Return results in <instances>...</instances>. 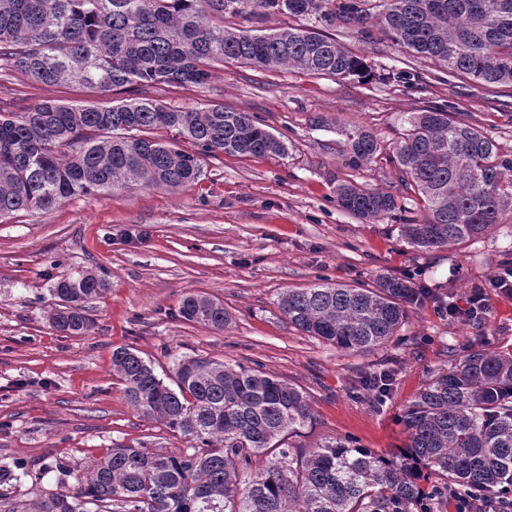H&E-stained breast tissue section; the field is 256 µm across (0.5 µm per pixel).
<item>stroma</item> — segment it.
Returning a JSON list of instances; mask_svg holds the SVG:
<instances>
[{
	"label": "stroma",
	"mask_w": 512,
	"mask_h": 512,
	"mask_svg": "<svg viewBox=\"0 0 512 512\" xmlns=\"http://www.w3.org/2000/svg\"><path fill=\"white\" fill-rule=\"evenodd\" d=\"M337 38L365 59L375 76L389 68L420 74L411 89L356 78L264 71L228 64L202 86L154 84L142 96L183 110L208 103L254 113L287 145L282 155L222 154L207 159L191 186L93 193L49 211H21L0 222V465L24 463L5 492L25 512L30 504L74 485V476L113 446L180 453L190 443L125 398L112 370V350L133 348L165 383L182 357L221 359L264 371L305 390L315 422L294 437L313 448L349 436L377 451L404 447V408L432 371L451 356L486 346L512 351V296L490 290L489 312L475 325L437 315L432 302L410 309L383 346L341 352L296 330L277 306L279 295L325 277L373 283L383 274L452 293L462 302L473 283L512 262V208L485 235L467 243L417 251L402 241L405 211L422 209L404 190L392 148L409 116L445 104L477 125L512 157V109L474 81L455 88L443 67L390 42ZM101 95L69 80L46 85L0 71V107L21 112L46 100L74 103ZM368 128L381 151L360 168L345 165L346 133ZM352 181L393 193L401 212L367 222L341 210L336 187ZM105 271L109 288L88 304L90 331L64 336L49 324L57 277ZM221 300L224 329L184 321L185 294ZM394 369L388 401L371 402L373 373Z\"/></svg>",
	"instance_id": "35a3bbf8"
}]
</instances>
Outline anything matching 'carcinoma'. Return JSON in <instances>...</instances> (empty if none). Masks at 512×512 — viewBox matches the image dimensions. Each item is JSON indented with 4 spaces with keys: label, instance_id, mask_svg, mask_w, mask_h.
Returning a JSON list of instances; mask_svg holds the SVG:
<instances>
[{
    "label": "carcinoma",
    "instance_id": "obj_1",
    "mask_svg": "<svg viewBox=\"0 0 512 512\" xmlns=\"http://www.w3.org/2000/svg\"><path fill=\"white\" fill-rule=\"evenodd\" d=\"M273 15L311 17L360 40L378 32L405 53L428 58L448 76L487 88L512 86V0H0V70L44 84L76 79L104 96L95 104L44 101L24 112L0 109V220L49 210L62 200L114 190L196 182L207 158L286 153V144L248 112L208 104L194 111L151 98H125L144 84L205 85L228 63L315 76L371 77L364 60L317 28L264 31ZM249 26H244V23ZM173 133L170 142L153 137ZM351 169L379 151L366 129L346 133ZM188 140L195 150L180 147ZM402 187L426 216L400 225L411 248L431 250L478 238L512 208V158L447 107L418 112L395 145ZM342 210L378 220L401 210L394 194L345 181ZM104 275L56 279L51 326L65 336L89 331L86 303ZM430 292L386 274L373 285L328 282L288 289L278 307L297 330L342 351L388 342ZM184 320L215 329L224 303L187 294ZM112 370L130 405L198 443L190 452L117 446L29 512H430L459 494L504 509L512 495V353L472 349L435 372L401 416L409 443L377 454L350 437L315 448L289 443L315 421L307 393L242 364L188 358L176 387L128 347L112 350ZM394 370L371 378L375 405ZM265 465L253 468L256 458Z\"/></svg>",
    "mask_w": 512,
    "mask_h": 512
}]
</instances>
